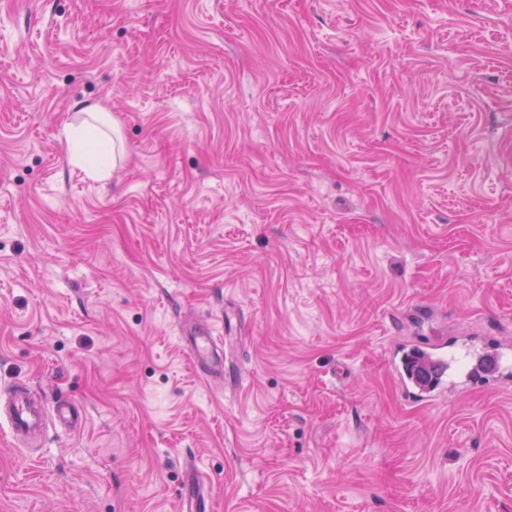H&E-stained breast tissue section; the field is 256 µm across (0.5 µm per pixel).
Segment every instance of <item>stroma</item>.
Returning <instances> with one entry per match:
<instances>
[{"label": "stroma", "instance_id": "stroma-1", "mask_svg": "<svg viewBox=\"0 0 512 512\" xmlns=\"http://www.w3.org/2000/svg\"><path fill=\"white\" fill-rule=\"evenodd\" d=\"M463 340L512 344V0H0V512H512V380L401 386ZM69 134L74 143L70 162L82 167L93 178H105L110 168L108 156L111 147L109 143L102 140L98 141L96 151L89 153L83 148V138L80 132L73 130ZM183 339L187 342L186 348L197 368L219 372L221 376L223 375V368L216 363V359L220 356L222 337L214 336L213 327L203 328L200 333L193 332L188 336H183ZM416 350L420 354H424L428 358L427 373L424 374V378L430 379L429 383L423 384L416 378V376L410 377L404 366V353L400 359L398 366L399 375L403 385L407 390L418 396L435 397L441 395L447 391L448 383V359L456 356V352H452L448 355L447 352H436V350L430 346H418ZM456 358V357H455ZM9 423L16 437H27L32 431L44 429V417L35 400L21 394L12 403ZM200 472L189 466L183 476L178 493L179 512H209L210 499Z\"/></svg>", "mask_w": 512, "mask_h": 512}]
</instances>
